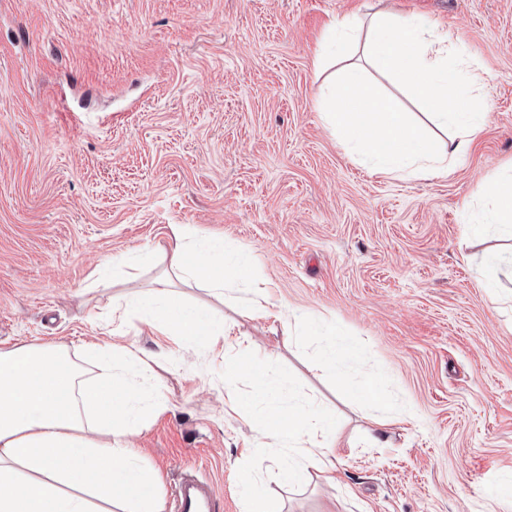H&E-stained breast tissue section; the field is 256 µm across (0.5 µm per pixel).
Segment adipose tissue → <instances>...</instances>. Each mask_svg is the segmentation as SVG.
I'll use <instances>...</instances> for the list:
<instances>
[{
  "label": "adipose tissue",
  "mask_w": 512,
  "mask_h": 512,
  "mask_svg": "<svg viewBox=\"0 0 512 512\" xmlns=\"http://www.w3.org/2000/svg\"><path fill=\"white\" fill-rule=\"evenodd\" d=\"M368 31L363 52L374 67L406 85L435 126L453 135L433 141L394 98L375 93L357 65L342 68L319 102L327 126L381 174L424 176L463 164L489 115L457 100L461 94L477 97L483 82L464 48L433 33L425 20L386 10L370 16ZM485 194L484 223L512 234V171L491 179ZM170 230L174 279L156 281L115 310L126 321L151 317L167 333L216 350L224 342L223 325L185 303L172 282L196 281L220 295L226 281L252 277L254 260L242 249L227 252L220 242L195 249L184 225ZM90 351L98 368L92 380L64 347L28 344L0 351V512H162L160 478L128 440L148 412L164 405L146 384L150 364L128 348L94 345ZM245 373L258 382L250 400L240 404L260 409L257 453L273 446L288 450L277 465L278 480L295 485L309 469L330 471L334 418L286 403L265 362L245 348L224 365L226 391Z\"/></svg>",
  "instance_id": "ef3b65f1"
}]
</instances>
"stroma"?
Returning <instances> with one entry per match:
<instances>
[{
	"label": "stroma",
	"mask_w": 512,
	"mask_h": 512,
	"mask_svg": "<svg viewBox=\"0 0 512 512\" xmlns=\"http://www.w3.org/2000/svg\"><path fill=\"white\" fill-rule=\"evenodd\" d=\"M430 21L484 77L489 122L448 174L370 173L316 106L342 69L314 65L325 31L380 7ZM363 65L435 139L409 90ZM512 167V0H0V350L151 353L165 400L132 441L170 496L176 468L214 483L219 512H512V238L467 231L476 193ZM250 251L268 311L249 295L177 284L227 334L222 351L113 322L112 305L171 273L170 227ZM142 256L137 281L102 263ZM321 319L378 373L359 401L355 366L321 365ZM268 377L336 420L332 480L247 482L258 414L228 400L236 343ZM348 387H341L339 377ZM386 444H376L378 436ZM356 397L371 404L380 402L384 397L383 383L377 374L365 373L355 388Z\"/></svg>",
	"instance_id": "stroma-1"
}]
</instances>
